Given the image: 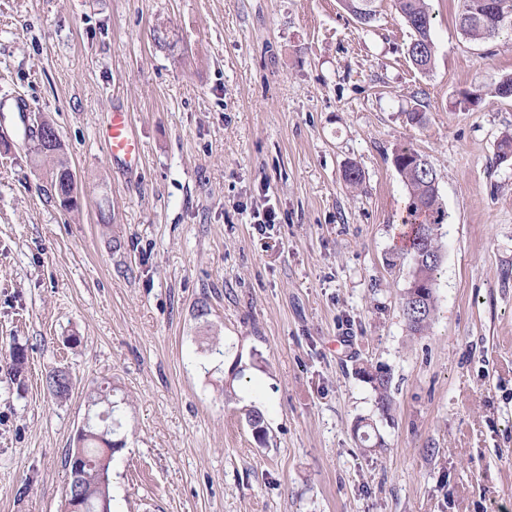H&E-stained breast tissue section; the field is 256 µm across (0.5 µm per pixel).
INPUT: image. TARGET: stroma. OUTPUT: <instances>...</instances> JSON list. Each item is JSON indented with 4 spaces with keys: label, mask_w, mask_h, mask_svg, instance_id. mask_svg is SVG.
I'll return each instance as SVG.
<instances>
[{
    "label": "stroma",
    "mask_w": 512,
    "mask_h": 512,
    "mask_svg": "<svg viewBox=\"0 0 512 512\" xmlns=\"http://www.w3.org/2000/svg\"><path fill=\"white\" fill-rule=\"evenodd\" d=\"M431 6L424 74L393 0L368 26L341 0H0V357L27 354L19 379L0 375V512H62L101 383L126 442L112 512H512V160L496 158L512 98L492 93L512 21L473 41L460 0ZM474 87L484 102L461 108ZM17 96L62 138L71 212ZM115 111L137 168L102 138ZM403 144L447 213L420 336L401 309L410 264L387 261ZM366 362L391 377L389 415ZM55 367L68 398L46 385Z\"/></svg>",
    "instance_id": "obj_1"
}]
</instances>
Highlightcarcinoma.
I'll return each instance as SVG.
<instances>
[{"mask_svg":"<svg viewBox=\"0 0 512 512\" xmlns=\"http://www.w3.org/2000/svg\"><path fill=\"white\" fill-rule=\"evenodd\" d=\"M375 0H343L345 8L363 25H370L376 16ZM459 26L463 34L474 40H490L498 36L504 20L512 17V0H462ZM395 6L412 32L409 56L420 71L431 69L434 59L432 28L433 12L427 0H395ZM393 164L401 174L410 195V204L403 224L407 227L402 255L410 259L409 287L402 297L405 323L413 335H420L431 325L436 311L435 282L443 259L441 228L445 212L439 199L437 173L428 160L409 145L400 147L393 155ZM51 186L54 197L72 181V171L60 159L54 163ZM359 373L372 385L376 403L387 414L393 406L391 379L382 367L366 366ZM49 390L55 397L69 396L72 381L67 374L49 372L46 377ZM88 410L104 411L107 417L83 428L75 438V446L68 450L65 467L69 474L79 475L80 493L85 512H100L102 503H111L109 469L114 450L122 449L121 440L106 441L101 427L109 425L112 431L121 428L116 409L108 408L112 398L95 386L86 393Z\"/></svg>","mask_w":512,"mask_h":512,"instance_id":"1","label":"carcinoma"}]
</instances>
